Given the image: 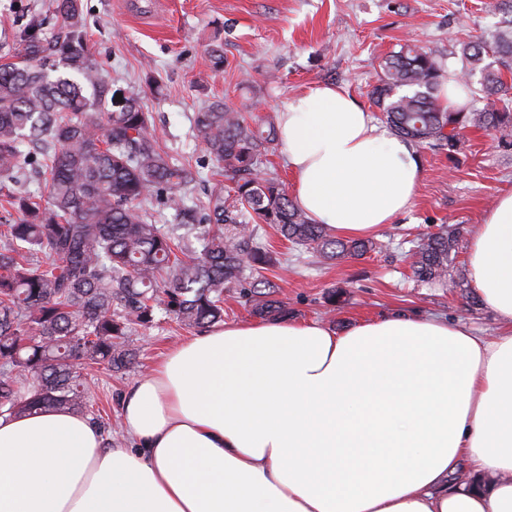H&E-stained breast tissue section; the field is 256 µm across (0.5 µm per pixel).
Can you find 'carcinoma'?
Here are the masks:
<instances>
[{
	"mask_svg": "<svg viewBox=\"0 0 512 512\" xmlns=\"http://www.w3.org/2000/svg\"><path fill=\"white\" fill-rule=\"evenodd\" d=\"M482 9L498 21L487 36L458 44V63L415 40L381 61L370 99L394 135L450 152L467 127L512 141V0H486ZM84 27L81 0H55L51 14L21 31L16 61L0 64V416L65 409L104 428L112 423L90 405L83 371L129 369L132 326L161 310L201 332L224 320L230 288L249 289L258 315L286 312L279 285L253 278L280 264L256 225L330 260L359 258L376 244L341 239L297 208L262 170L279 141L274 118L249 122L226 101L195 113L194 131L235 179L234 204L221 192L205 203L188 197L198 171L160 148L138 97L115 105ZM451 77L485 107L439 104ZM40 163L42 201L22 184ZM162 210L174 212L184 235L163 230ZM459 239L446 226L429 234L409 254L413 276L464 278L453 262Z\"/></svg>",
	"mask_w": 512,
	"mask_h": 512,
	"instance_id": "obj_1",
	"label": "carcinoma"
}]
</instances>
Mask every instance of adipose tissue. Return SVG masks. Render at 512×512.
Wrapping results in <instances>:
<instances>
[{
  "label": "adipose tissue",
  "mask_w": 512,
  "mask_h": 512,
  "mask_svg": "<svg viewBox=\"0 0 512 512\" xmlns=\"http://www.w3.org/2000/svg\"><path fill=\"white\" fill-rule=\"evenodd\" d=\"M279 135L312 222L365 238L411 209L414 143L344 89L285 101ZM468 275L492 338L403 312L229 322L128 385L125 443L67 411L0 417V512H512V192Z\"/></svg>",
  "instance_id": "adipose-tissue-1"
}]
</instances>
